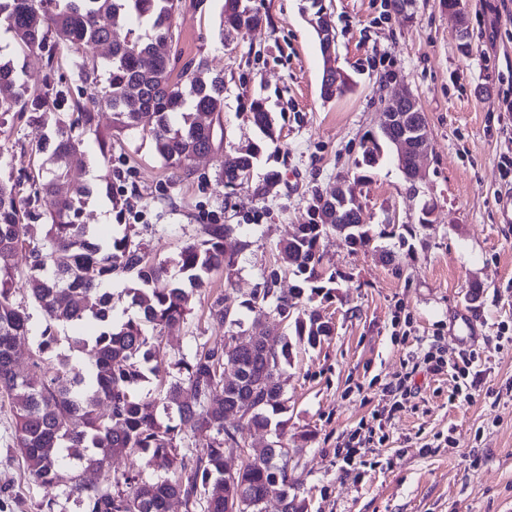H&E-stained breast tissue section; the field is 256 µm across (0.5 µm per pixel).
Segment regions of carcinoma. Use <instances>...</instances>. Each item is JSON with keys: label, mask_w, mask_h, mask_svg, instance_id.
<instances>
[{"label": "carcinoma", "mask_w": 512, "mask_h": 512, "mask_svg": "<svg viewBox=\"0 0 512 512\" xmlns=\"http://www.w3.org/2000/svg\"><path fill=\"white\" fill-rule=\"evenodd\" d=\"M181 0H0V24L10 34L14 50L24 55L48 51V66L65 50L79 80L92 88L90 101H76L63 111L61 91L47 80H32L13 57L0 56V125L43 126L55 115L53 134L31 145L42 163L18 176H0V394L12 404L15 447L26 470L43 485L57 486L76 512H169L183 500L186 512H262L272 495L281 512H307L302 483L288 480L286 447L288 421L276 416L286 410V366L293 344L314 349L335 325L316 312L292 315L294 304L274 288L271 274L246 304L272 310L286 320L287 331L267 330L248 348L204 340L187 356L169 357L166 333L187 322L190 292L207 285L210 276L231 274L238 255L251 242L239 240L227 251L225 240L238 232L236 224H204L202 238L183 245L175 259L177 274L157 262L132 240L122 225L95 231L80 221L83 205L93 192L113 201L112 184L93 188L87 182L84 146L93 137L100 161L112 162V134L100 130L97 110L112 112L113 127L149 133L157 154L188 179L192 161L217 154L224 142V75L212 74L193 59L172 78L177 60L168 47L174 42L173 17ZM120 15L133 16L149 27L147 37L113 33ZM263 22L250 0H224L221 39L243 35ZM109 47L100 63L83 55L86 45ZM250 119L270 141L276 140L273 119L262 101L251 105ZM260 146L238 149L234 164H219L218 183L231 190L248 184ZM380 157L378 138L362 143L363 172L354 176L346 193L367 178ZM44 195L56 198L48 214L39 211ZM312 209L317 219L299 226L298 234L279 244V255L296 278L294 294L314 297L336 280L326 272L319 253L331 234L342 236L357 252L393 233L395 225L379 230L364 224L360 212L336 210V195L317 194ZM44 219L46 233L34 243L26 221ZM27 253V269L14 259ZM136 277L139 286L124 289L138 316L114 315L112 293L101 285ZM24 280L31 304L46 325L32 331V313L14 299L18 279ZM218 300L209 320L229 329L239 324ZM68 332V350L93 354L92 368L77 366L59 350V329ZM35 333L30 371H14L17 340ZM236 368L224 379V366ZM171 370L177 379L162 398L143 392L151 378ZM252 412L229 423L224 413L238 404ZM273 433L268 447L233 474L226 473L224 448L244 442L245 432ZM209 433L201 449L190 445L198 432ZM122 457L139 468L113 472L104 481H87L82 474L107 470Z\"/></svg>", "instance_id": "cac0c4a2"}]
</instances>
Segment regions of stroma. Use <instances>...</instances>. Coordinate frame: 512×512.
<instances>
[{
	"label": "stroma",
	"mask_w": 512,
	"mask_h": 512,
	"mask_svg": "<svg viewBox=\"0 0 512 512\" xmlns=\"http://www.w3.org/2000/svg\"><path fill=\"white\" fill-rule=\"evenodd\" d=\"M489 3L461 0L472 47L465 54L460 25L442 0H410L401 13L390 0H322L339 64L355 84L326 101L312 0H252L262 25L227 41L218 36L222 0L201 8L182 0L172 51L223 73L224 154L262 146L248 185L233 193L218 186L216 155L194 161L197 178L176 180L151 138L114 130L108 111L100 122L112 132L111 166L100 162L96 143L86 147L88 181H111L133 240L156 261L172 260L200 238L213 213L250 236L232 277L212 275L191 295L187 324L165 336L178 358L198 338L223 340L207 313L224 296L237 306V335L277 329L274 317L243 300L274 270L278 288L293 286L292 275L281 272L278 244L309 223L314 194L353 176L363 138L380 131L384 99L403 86L417 96L432 145L426 180L406 182L386 144L356 188L363 223L396 218L395 237L354 252L330 235L321 258L335 284L328 296L296 300L336 327L322 347L294 349L287 368L290 472L303 483L309 512H512V222L501 215L512 176H502L499 165L500 155L512 156V111L502 105L501 81L512 68V20ZM256 99L273 116L276 143H264L249 119ZM37 134L32 126L0 127L1 175L36 164L16 143ZM426 204L433 212L424 227L418 215ZM475 279L482 284L476 299L469 288ZM430 351L483 370L471 400L454 396L449 376L422 368ZM407 374L411 394L382 439L362 448V464L346 465L337 450L349 431L392 407L386 388ZM14 434L11 405L0 397V512H37L59 491L27 472Z\"/></svg>",
	"instance_id": "1"
}]
</instances>
